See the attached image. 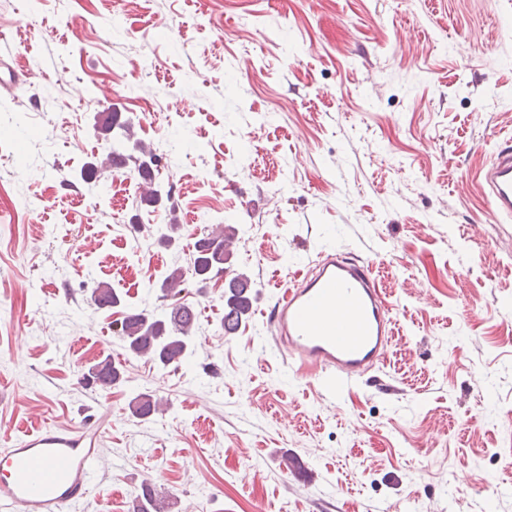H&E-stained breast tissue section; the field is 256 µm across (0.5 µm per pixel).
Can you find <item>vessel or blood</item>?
Listing matches in <instances>:
<instances>
[{
	"instance_id": "obj_1",
	"label": "vessel or blood",
	"mask_w": 512,
	"mask_h": 512,
	"mask_svg": "<svg viewBox=\"0 0 512 512\" xmlns=\"http://www.w3.org/2000/svg\"><path fill=\"white\" fill-rule=\"evenodd\" d=\"M482 180L489 216H511V148L498 151ZM268 321L293 373L314 369L340 389L383 361L393 336L371 264L334 254L285 289ZM99 463L94 441L79 429L24 435L0 451V512H69L95 484Z\"/></svg>"
}]
</instances>
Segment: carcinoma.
Wrapping results in <instances>:
<instances>
[{
    "mask_svg": "<svg viewBox=\"0 0 512 512\" xmlns=\"http://www.w3.org/2000/svg\"><path fill=\"white\" fill-rule=\"evenodd\" d=\"M122 149L123 142L120 137L112 136L109 161L122 157L133 163L134 170L139 174L149 171L150 166L159 162L154 150L147 145L138 147L137 157L122 152ZM231 265L230 253L224 247V234L201 238L195 244L187 268H172L163 279L161 290L172 293L174 287L182 284H205L208 280L226 273ZM91 301L101 308L121 304L120 296L106 283L92 289ZM250 302V279L242 274L231 277L224 290V304L227 307V312L224 313L225 334L235 331ZM198 329L195 309L184 304H174L160 310H133L124 317L117 332L127 353L139 356L147 352L154 361L166 368L170 365L179 366L193 357V339ZM122 377L121 365L115 363L110 355L97 361L83 374V380L103 389H110L120 383ZM159 406L160 403L146 393L137 395L129 403L132 415L141 420L150 417ZM164 498V492L145 482L141 485V493L136 496L134 512H160L159 504Z\"/></svg>",
    "mask_w": 512,
    "mask_h": 512,
    "instance_id": "carcinoma-1",
    "label": "carcinoma"
}]
</instances>
